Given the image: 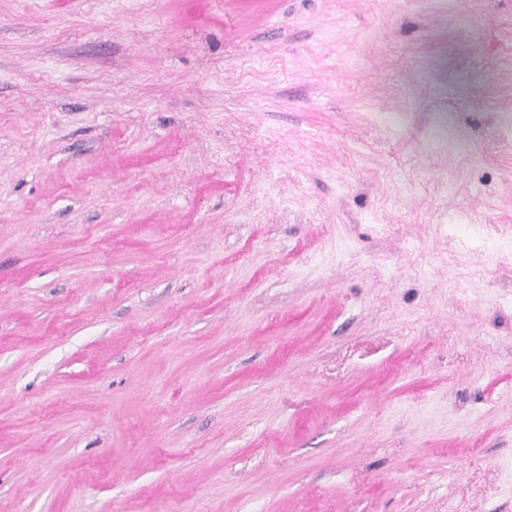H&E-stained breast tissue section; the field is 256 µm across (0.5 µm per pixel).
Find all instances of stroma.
I'll use <instances>...</instances> for the list:
<instances>
[{
  "label": "stroma",
  "mask_w": 512,
  "mask_h": 512,
  "mask_svg": "<svg viewBox=\"0 0 512 512\" xmlns=\"http://www.w3.org/2000/svg\"><path fill=\"white\" fill-rule=\"evenodd\" d=\"M0 512H512V0H0Z\"/></svg>",
  "instance_id": "obj_1"
}]
</instances>
